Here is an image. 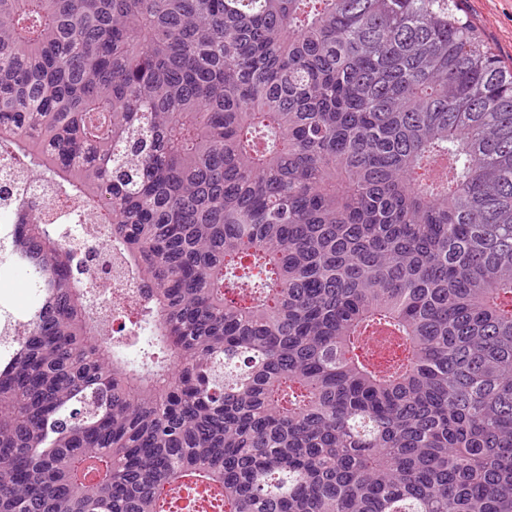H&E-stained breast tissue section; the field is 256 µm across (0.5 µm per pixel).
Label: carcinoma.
Masks as SVG:
<instances>
[{
    "label": "carcinoma",
    "instance_id": "carcinoma-1",
    "mask_svg": "<svg viewBox=\"0 0 512 512\" xmlns=\"http://www.w3.org/2000/svg\"><path fill=\"white\" fill-rule=\"evenodd\" d=\"M460 2L0 0V512H512V70ZM49 208L51 212L55 213V216L57 217L56 224H73L71 225L72 227L69 229L67 234L83 235L85 233L82 226L78 224L79 221H82V217L80 216L78 208L75 205L70 204L68 209L62 212L57 198H54L53 196L49 197ZM62 217L66 218V222H59V219ZM116 271L115 259L112 258V281H98L97 288H94V290L97 292L99 297H112L113 305L129 309L138 296L137 286L128 279L119 277V274Z\"/></svg>",
    "mask_w": 512,
    "mask_h": 512
}]
</instances>
